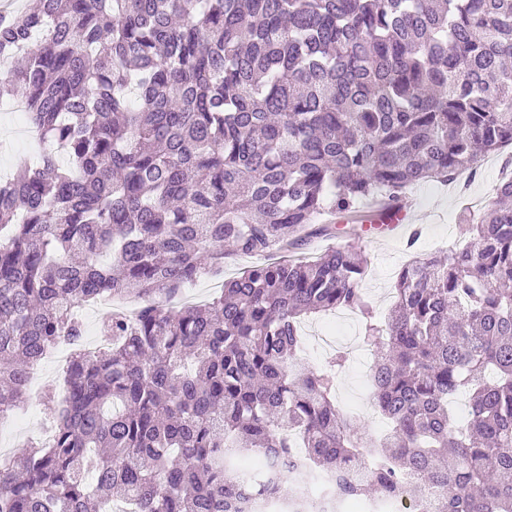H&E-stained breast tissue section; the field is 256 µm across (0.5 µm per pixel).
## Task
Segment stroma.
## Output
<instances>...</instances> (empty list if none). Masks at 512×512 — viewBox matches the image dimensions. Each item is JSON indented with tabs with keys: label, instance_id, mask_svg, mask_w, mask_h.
<instances>
[{
	"label": "stroma",
	"instance_id": "1",
	"mask_svg": "<svg viewBox=\"0 0 512 512\" xmlns=\"http://www.w3.org/2000/svg\"><path fill=\"white\" fill-rule=\"evenodd\" d=\"M41 145L23 136L12 107L0 102V174L12 169L18 155L37 157ZM512 150L487 155L473 173L463 174L457 182L429 181L413 188L409 194L411 223L420 232L415 248H408L405 237H386L381 224L363 226L355 220L338 224L335 236L311 239L299 254L311 259L331 247L354 246L367 260V275L363 292L373 305L377 319L387 318L393 299L392 289L397 275L406 264L411 251L426 255L446 254L449 247L459 244L463 213L487 204L494 194V185L502 175V162ZM254 257H239L225 263L222 272L206 274L182 288L188 302L209 300L218 295L225 281L236 277L243 269L257 265ZM360 315L339 320L332 316L305 318L301 333L304 351L299 363L305 367L326 364L336 354L348 351L363 334ZM374 355L363 351L351 357L349 366L340 374L336 388V405L348 418L363 426V438L374 437L386 428L371 406L368 377ZM54 420L52 410L40 399L39 392L29 395L27 404L15 414L0 421V442L21 446L25 441H40Z\"/></svg>",
	"mask_w": 512,
	"mask_h": 512
}]
</instances>
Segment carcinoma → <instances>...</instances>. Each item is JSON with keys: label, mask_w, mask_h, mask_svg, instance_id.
I'll return each instance as SVG.
<instances>
[{"label": "carcinoma", "mask_w": 512, "mask_h": 512, "mask_svg": "<svg viewBox=\"0 0 512 512\" xmlns=\"http://www.w3.org/2000/svg\"><path fill=\"white\" fill-rule=\"evenodd\" d=\"M0 62L61 148L0 182V415L64 341L67 396L47 446L0 459V512H239L245 452L350 469L341 498L512 512V177L448 257L415 255L373 320L350 246L244 269L173 310L236 256L293 253L339 216L384 210L512 145V0H37L0 11ZM134 296L79 348L75 308ZM364 318L389 433L341 417L346 356L298 369L301 318ZM470 393L466 424L448 402Z\"/></svg>", "instance_id": "carcinoma-1"}]
</instances>
